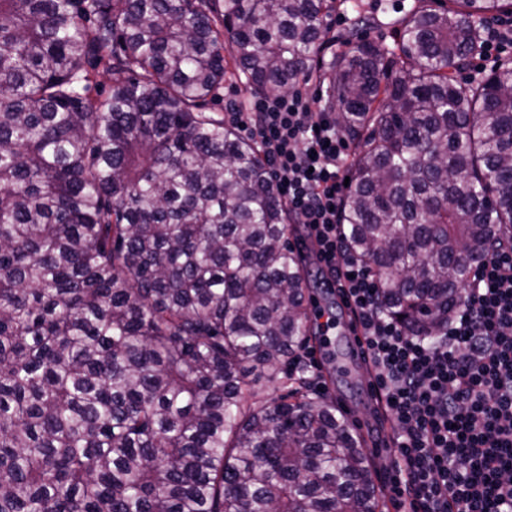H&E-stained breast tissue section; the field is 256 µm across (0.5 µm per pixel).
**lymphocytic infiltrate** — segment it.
I'll return each mask as SVG.
<instances>
[{"instance_id": "1", "label": "lymphocytic infiltrate", "mask_w": 512, "mask_h": 512, "mask_svg": "<svg viewBox=\"0 0 512 512\" xmlns=\"http://www.w3.org/2000/svg\"><path fill=\"white\" fill-rule=\"evenodd\" d=\"M303 75L288 91L232 104L317 263L350 304L391 419L392 491L403 512H512V243L475 270L438 339L409 331L348 250L338 222L349 156L335 113Z\"/></svg>"}]
</instances>
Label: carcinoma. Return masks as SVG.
<instances>
[{
  "label": "carcinoma",
  "instance_id": "obj_1",
  "mask_svg": "<svg viewBox=\"0 0 512 512\" xmlns=\"http://www.w3.org/2000/svg\"><path fill=\"white\" fill-rule=\"evenodd\" d=\"M336 8L0 0V512H376L350 421L282 369L313 335L303 256L215 109L230 72L264 97L321 69ZM507 16L417 0L329 64L347 246L428 336L512 231V66L452 74L468 19Z\"/></svg>",
  "mask_w": 512,
  "mask_h": 512
}]
</instances>
